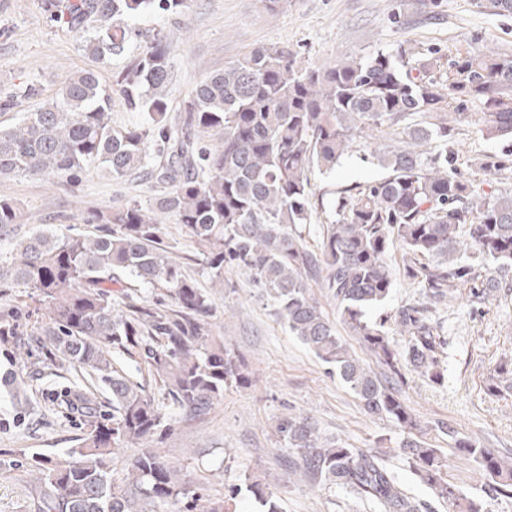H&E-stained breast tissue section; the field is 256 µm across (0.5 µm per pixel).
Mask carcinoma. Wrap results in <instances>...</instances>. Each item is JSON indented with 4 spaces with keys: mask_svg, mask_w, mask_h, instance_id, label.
Segmentation results:
<instances>
[{
    "mask_svg": "<svg viewBox=\"0 0 512 512\" xmlns=\"http://www.w3.org/2000/svg\"><path fill=\"white\" fill-rule=\"evenodd\" d=\"M52 21L85 39L94 58L125 57L104 84L92 69L71 74L55 96L8 127L0 126V179L65 178L76 184L90 170L111 179L147 171L159 189L155 205L90 208L84 224L96 233L38 230L13 241L0 258V284L22 288L44 305L37 341L51 366L75 370L61 404L80 414L86 429L67 459L38 469V512H284L266 479L244 476V486L210 498L183 469L152 448L176 417L201 418L230 388L251 383L245 360L213 334L207 291L183 273L163 247L160 214L183 225L212 283L244 270L291 335L357 396L365 412L392 423L408 468L443 505L485 512L448 482L446 457L420 436L415 415L396 383L412 367L432 383L447 380V341L416 305L373 320L394 287L390 250H403L407 277L433 303L468 289L474 303L499 288L473 263L512 268V190L476 194L457 169L455 129L467 117L487 140L512 142V55L460 53L443 59L401 43L373 57L311 65L288 46L249 50L224 69L204 76L171 104L175 72L166 36H136L129 22L157 11L181 15L189 0H44ZM118 96L144 120L114 127L109 114ZM473 107L476 112L465 111ZM410 120L411 141L399 146L377 133ZM220 136V146L205 145ZM373 139V155L388 170L380 180L344 191L334 220L323 225L317 250L307 245L312 224L310 175L330 172L352 152L356 139ZM17 204L0 198V232L18 222ZM322 277L340 322L376 359L378 375L353 354L325 314L307 280ZM133 280L159 291L123 311L112 288ZM136 349L162 399L134 382L117 360ZM508 364L494 369L488 391L502 392ZM109 395L102 409L97 388ZM439 436L482 471L490 498L512 496V457L502 456L439 422ZM277 442L298 459L306 477L340 488L374 512H433L410 493L385 459L322 437L304 417L284 415ZM142 446L126 473L110 455Z\"/></svg>",
    "mask_w": 512,
    "mask_h": 512,
    "instance_id": "cac0c4a2",
    "label": "carcinoma"
}]
</instances>
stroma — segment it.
<instances>
[{"label": "stroma", "instance_id": "35a3bbf8", "mask_svg": "<svg viewBox=\"0 0 512 512\" xmlns=\"http://www.w3.org/2000/svg\"><path fill=\"white\" fill-rule=\"evenodd\" d=\"M481 0H437L434 13L414 11L410 0H288L277 14L267 13L261 0H191L185 15L156 12L137 20L145 30L167 37L176 81L174 98L221 69L245 50L280 44L300 51L308 62L338 57L372 56L409 42L453 57L458 50L479 51L496 46L512 54V12L489 14ZM122 58L95 59L81 38L50 22L43 0H0V99L19 88L36 85L39 96L19 99L0 109V125L48 99L64 79L83 69L96 70L108 81ZM458 167L476 192L483 195L512 187V167L499 179L479 168L481 158L497 159L507 144L482 138L473 123L457 128ZM386 171L360 146L335 171L313 173L315 206L308 237L317 246L323 224L332 218L331 202L339 192L385 177ZM0 197L16 201L20 218L10 235L0 238L9 252L13 239L40 229L85 231L80 216L90 207L108 209L127 202L149 206L154 194L138 176L113 180L93 171L77 190L61 180L17 176L0 180ZM163 243L185 257L186 271L209 289L214 330L243 356L251 370L248 387L231 389L202 418H177L152 447L187 471L204 494L220 497L225 486L240 483L245 474L266 477L281 498L284 512H371L354 497L314 486L298 471H289L287 452L276 441L274 425L286 414L308 416L322 437L340 439L366 451H383L389 466L412 493L430 497V490L405 466L396 448L379 449V436L392 432L390 422L367 415L355 395L274 316L270 305L247 274L230 272L232 288L212 287L195 253L196 246L174 218H166ZM500 292L482 305L459 298L430 308V316L448 340V380L436 385L406 372L399 393L415 414L423 433L435 422L456 426L478 443L512 453V395L487 392L497 363L512 361V269L499 273ZM36 297L19 288H0V322L22 321L37 326ZM49 359L41 348L18 349L0 344V375L24 377L25 389L38 411L16 410L0 403V512H35V476L41 463L64 458L84 431V422L62 412L44 388ZM448 479L470 497L483 500L487 512H512V498H487L477 465L448 451Z\"/></svg>", "mask_w": 512, "mask_h": 512}]
</instances>
